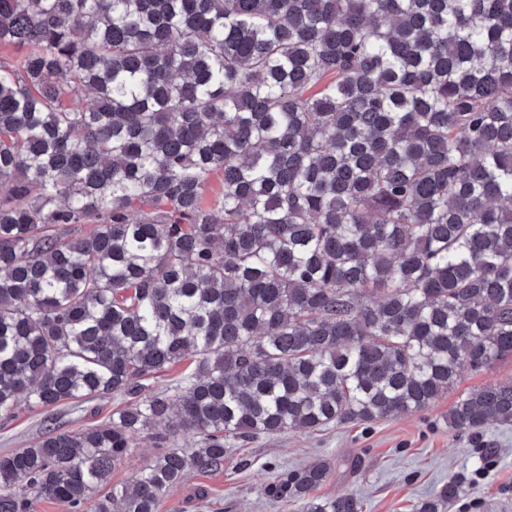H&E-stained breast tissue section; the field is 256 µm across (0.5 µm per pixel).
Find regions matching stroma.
Listing matches in <instances>:
<instances>
[{"mask_svg":"<svg viewBox=\"0 0 512 512\" xmlns=\"http://www.w3.org/2000/svg\"><path fill=\"white\" fill-rule=\"evenodd\" d=\"M509 379L512 357L481 372L461 369L456 391L411 416L232 442L220 470L190 471L164 494L159 512H295L264 488L275 474L319 458L331 459L334 469L318 496L354 495L362 512H415L419 499L452 477L462 479L463 492L448 512H512V425L490 423L468 433L446 424L458 394ZM122 404V397L109 395L49 408L21 405L14 418L0 421V456L41 439L48 423L63 431L100 424ZM487 448L496 451L489 460Z\"/></svg>","mask_w":512,"mask_h":512,"instance_id":"obj_1","label":"stroma"}]
</instances>
